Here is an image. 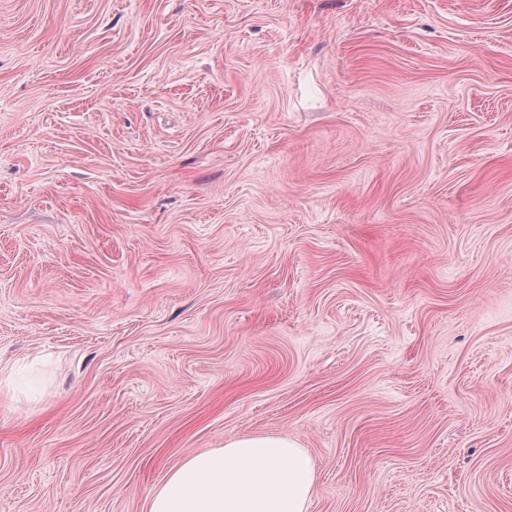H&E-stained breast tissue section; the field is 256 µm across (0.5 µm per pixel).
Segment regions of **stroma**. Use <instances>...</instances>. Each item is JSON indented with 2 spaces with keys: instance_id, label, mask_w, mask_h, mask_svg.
<instances>
[{
  "instance_id": "stroma-1",
  "label": "stroma",
  "mask_w": 512,
  "mask_h": 512,
  "mask_svg": "<svg viewBox=\"0 0 512 512\" xmlns=\"http://www.w3.org/2000/svg\"><path fill=\"white\" fill-rule=\"evenodd\" d=\"M0 512H147L276 434L308 512H512V0H0Z\"/></svg>"
}]
</instances>
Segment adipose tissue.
Wrapping results in <instances>:
<instances>
[{
  "instance_id": "obj_1",
  "label": "adipose tissue",
  "mask_w": 512,
  "mask_h": 512,
  "mask_svg": "<svg viewBox=\"0 0 512 512\" xmlns=\"http://www.w3.org/2000/svg\"><path fill=\"white\" fill-rule=\"evenodd\" d=\"M315 481L310 456L293 439L235 437L172 469L147 512H307Z\"/></svg>"
}]
</instances>
